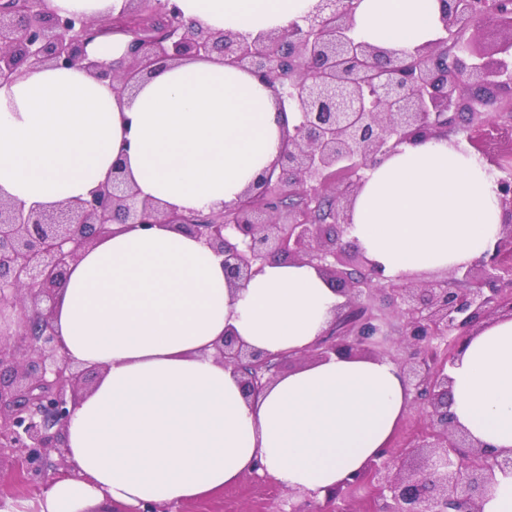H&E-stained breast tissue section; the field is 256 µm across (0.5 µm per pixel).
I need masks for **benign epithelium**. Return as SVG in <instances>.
I'll use <instances>...</instances> for the list:
<instances>
[{"instance_id": "obj_1", "label": "benign epithelium", "mask_w": 512, "mask_h": 512, "mask_svg": "<svg viewBox=\"0 0 512 512\" xmlns=\"http://www.w3.org/2000/svg\"><path fill=\"white\" fill-rule=\"evenodd\" d=\"M445 36L396 56L354 35V0H318L287 27L254 39L186 21L173 0H129L121 16L132 21L125 62L102 68L86 62L85 47L99 27L82 16H59L46 0H0V82L37 66L86 64L121 90L156 64L218 55L268 80L280 107L297 114L275 175H263L231 208L188 214L140 199L124 167L90 199L52 210L0 198V306L20 309L17 328L0 334V450L64 447L69 405L90 388L84 370L60 352L52 325L56 290L71 263L110 224H169L224 256L232 286L243 285L281 259L319 270L348 297L346 310L311 351L372 354L395 330L412 349L406 376L413 402L429 419L411 443L412 463L392 476L384 456L344 486L330 504L366 485L383 501L380 512H481L496 473L512 472V452L489 454L449 412L448 368L472 330L494 314L512 316V181L497 182L502 238L493 253L448 270L438 280L381 281L359 246L343 242L348 212L365 171L403 143L457 132L476 148L473 133L494 119L512 121V0H440ZM147 16L161 29L143 28ZM496 21L508 31L500 58L474 56L448 44L457 34ZM384 293L389 310L373 303ZM215 356L241 376L245 395H258L287 361L255 350L232 333Z\"/></svg>"}]
</instances>
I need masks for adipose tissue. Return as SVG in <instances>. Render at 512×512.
<instances>
[{
	"instance_id": "1",
	"label": "adipose tissue",
	"mask_w": 512,
	"mask_h": 512,
	"mask_svg": "<svg viewBox=\"0 0 512 512\" xmlns=\"http://www.w3.org/2000/svg\"><path fill=\"white\" fill-rule=\"evenodd\" d=\"M317 0H176L184 18L258 35ZM126 0H48L100 20ZM439 0H358V36L401 54L443 35ZM134 96L76 66L0 84V196L24 208L87 200L122 162L141 197L179 212L239 202L296 122L269 86L220 57L136 77ZM349 233L382 279L466 266L502 236L496 176L455 137L405 143L365 173ZM347 301L313 266L266 265L232 288L221 256L166 224L86 247L53 309L63 354L99 369L65 430L73 475L47 480L37 512L202 500L257 471L324 502L388 447L413 391L386 358L333 355L245 398L213 356L234 333L271 355L309 352ZM449 411L485 450L512 451V317L481 324L449 369Z\"/></svg>"
}]
</instances>
